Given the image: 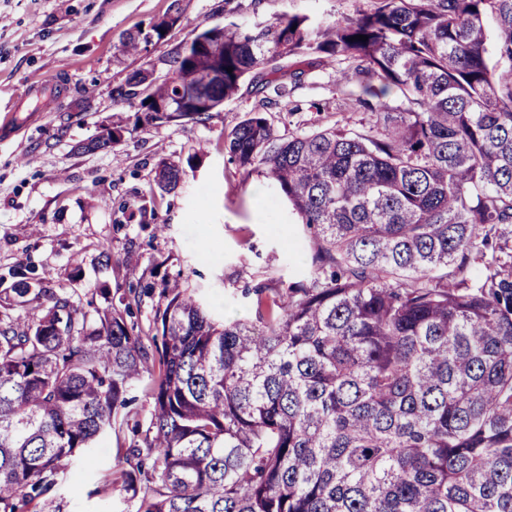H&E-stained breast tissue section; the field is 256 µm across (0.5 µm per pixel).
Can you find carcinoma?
<instances>
[{
	"label": "carcinoma",
	"mask_w": 512,
	"mask_h": 512,
	"mask_svg": "<svg viewBox=\"0 0 512 512\" xmlns=\"http://www.w3.org/2000/svg\"><path fill=\"white\" fill-rule=\"evenodd\" d=\"M231 3L170 53L165 81L139 69L112 98L148 123H203L244 86L259 97L224 151L313 230L306 277L241 289L251 317L219 325L178 276L95 316L0 276V512H63L74 464L123 425L136 512H512V0H369L252 26ZM317 59L346 64L342 92L370 120L282 139L268 105ZM187 96L192 112L147 103ZM183 175L161 162L156 182ZM155 290L151 336L124 313ZM142 379L145 427L128 410Z\"/></svg>",
	"instance_id": "cac0c4a2"
}]
</instances>
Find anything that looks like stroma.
Here are the masks:
<instances>
[{"instance_id": "obj_1", "label": "stroma", "mask_w": 512, "mask_h": 512, "mask_svg": "<svg viewBox=\"0 0 512 512\" xmlns=\"http://www.w3.org/2000/svg\"><path fill=\"white\" fill-rule=\"evenodd\" d=\"M178 2L180 19L148 55L123 50L124 32L147 27ZM239 21L284 13L338 18L366 9L367 0H265L259 14L241 0ZM224 22V0H0V115L18 124L0 140V273L16 269L69 295L81 307H109L111 290L128 288L119 267L182 275L212 319L246 318L235 289L295 280L302 264L293 244L308 245L287 204L271 198L267 180L230 164L224 132L250 112L247 92L225 101L202 123H140L112 90L136 70L164 79L173 49L195 28ZM337 66L315 62L268 118L277 136L335 124L359 126L336 91ZM39 80L32 88L31 80ZM122 123L131 135L96 153L76 151L103 126ZM200 164L188 170L187 159ZM185 167L178 188L164 193L154 176L160 161ZM165 220L158 229L157 220ZM112 253L101 266L102 246ZM128 431L108 434L83 455L71 479L85 494L68 497L65 512H133L116 471Z\"/></svg>"}]
</instances>
